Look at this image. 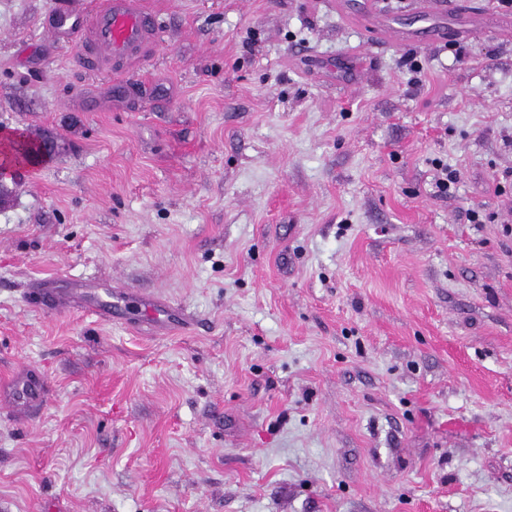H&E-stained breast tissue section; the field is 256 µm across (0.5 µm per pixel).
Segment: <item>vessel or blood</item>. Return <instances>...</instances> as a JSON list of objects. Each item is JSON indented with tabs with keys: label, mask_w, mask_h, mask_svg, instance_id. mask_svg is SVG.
<instances>
[{
	"label": "vessel or blood",
	"mask_w": 512,
	"mask_h": 512,
	"mask_svg": "<svg viewBox=\"0 0 512 512\" xmlns=\"http://www.w3.org/2000/svg\"><path fill=\"white\" fill-rule=\"evenodd\" d=\"M156 19L146 0H98L88 12L76 11L71 0H60L50 25L59 39L76 44L75 61L81 68L112 74L129 72L132 64L152 50ZM43 298L58 311L79 305L104 320L119 315L135 323L146 320L163 332L182 322L168 302L146 294L133 295L124 288L113 290L110 305H101L99 289L91 282L77 284L65 294L49 288ZM46 399V378L35 368H21L0 382L1 407L27 413Z\"/></svg>",
	"instance_id": "1"
}]
</instances>
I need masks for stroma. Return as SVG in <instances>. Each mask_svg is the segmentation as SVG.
<instances>
[{
	"mask_svg": "<svg viewBox=\"0 0 512 512\" xmlns=\"http://www.w3.org/2000/svg\"><path fill=\"white\" fill-rule=\"evenodd\" d=\"M156 2L115 88L0 0V144L56 141L0 180V379L49 389L0 413V512H512V31ZM90 281L191 326L38 303ZM47 388L43 373L32 367H22L0 382V406L29 414L46 401Z\"/></svg>",
	"mask_w": 512,
	"mask_h": 512,
	"instance_id": "1",
	"label": "stroma"
}]
</instances>
